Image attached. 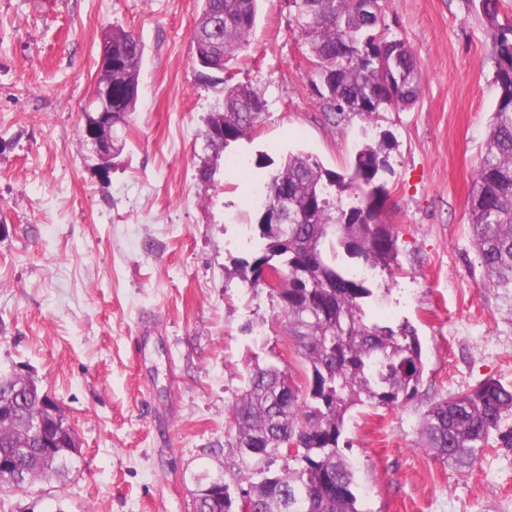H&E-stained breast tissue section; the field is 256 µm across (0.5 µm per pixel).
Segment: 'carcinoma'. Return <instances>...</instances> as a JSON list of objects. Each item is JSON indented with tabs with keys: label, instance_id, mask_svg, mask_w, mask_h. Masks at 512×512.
<instances>
[{
	"label": "carcinoma",
	"instance_id": "cac0c4a2",
	"mask_svg": "<svg viewBox=\"0 0 512 512\" xmlns=\"http://www.w3.org/2000/svg\"><path fill=\"white\" fill-rule=\"evenodd\" d=\"M260 0H198L193 30L195 61L222 72L248 49ZM362 0H293L290 17L307 46L316 90L327 112L371 117L417 100L424 73L405 38L384 15L365 11ZM480 8L492 30L499 98L484 152L474 173L468 214L472 242L488 285L512 288V23L502 24L490 0ZM112 42L115 154L139 99L144 46L120 26L105 32ZM266 104L249 81L224 86V105L211 113L206 137L222 150L262 123ZM224 129V138L212 131ZM382 147L367 145L350 169L337 173L304 153L288 154L263 184L258 213L287 206L281 224L258 225L261 255L239 272L250 288H262V265L277 263L271 291L288 336L304 362V380L274 364L254 366L232 406L235 446L256 465L283 454L298 441L292 464L263 476L244 491L254 512H364L352 464L339 450L345 414L354 405L391 409L413 400L424 373L415 328L374 322L364 305L373 297L368 279L336 262L334 247L363 267L393 275L397 238L383 219L388 198L379 172ZM18 410L0 419V450L18 454L25 485L69 473L73 457L64 444L52 452L31 444L28 421L39 413L36 391L22 393ZM512 415V387L485 379L465 393L430 404L421 419V448L443 465L471 466L503 419Z\"/></svg>",
	"mask_w": 512,
	"mask_h": 512
}]
</instances>
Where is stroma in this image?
<instances>
[{"mask_svg":"<svg viewBox=\"0 0 512 512\" xmlns=\"http://www.w3.org/2000/svg\"><path fill=\"white\" fill-rule=\"evenodd\" d=\"M383 5L425 72L414 105L333 118L285 0H261L234 72L266 114L218 154L206 126L224 85L198 76L197 0H0V373L35 380L81 440L67 477L0 489V512H191L202 473L236 495L259 481L233 445L242 376L254 361L297 378L304 366L276 297L235 273L259 254L253 194L288 153L342 173L383 139L399 268L375 275L368 312L416 327L425 371L411 402L346 419L362 508L512 512V415L472 467L419 447L432 402L488 378L512 385V288L486 284L467 226L499 97L491 30L478 0ZM115 26L144 57L104 175L78 128Z\"/></svg>","mask_w":512,"mask_h":512,"instance_id":"35a3bbf8","label":"stroma"}]
</instances>
